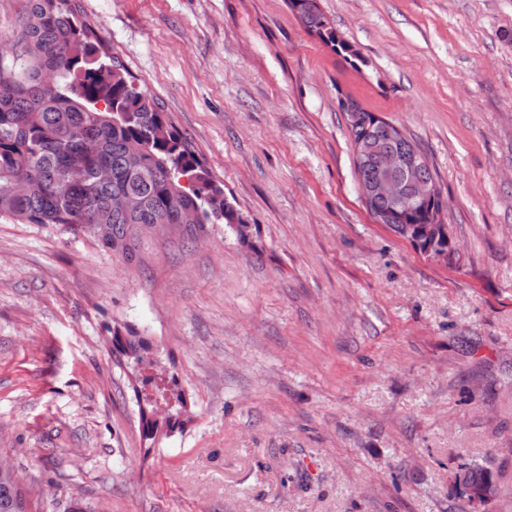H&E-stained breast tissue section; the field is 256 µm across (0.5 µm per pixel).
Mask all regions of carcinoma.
Listing matches in <instances>:
<instances>
[{
  "label": "carcinoma",
  "mask_w": 512,
  "mask_h": 512,
  "mask_svg": "<svg viewBox=\"0 0 512 512\" xmlns=\"http://www.w3.org/2000/svg\"><path fill=\"white\" fill-rule=\"evenodd\" d=\"M305 28L337 52L348 41L322 13L316 0H288ZM344 111L367 122L349 123L356 178L382 175L380 151L417 152L394 124L349 99ZM25 178L30 190L16 192ZM374 218L407 241L434 239L435 213L406 188L400 202L374 199ZM0 215L21 224L68 226L106 251L132 262L144 231L172 229L193 238L206 224H225L243 235L244 222L202 165L190 142L174 126L150 91L99 40L78 0H27L26 22L10 62L0 59ZM112 345L127 363L149 364L162 375L168 366L147 358L146 342ZM158 397L173 416L185 411L181 391L165 387ZM493 477L482 465L463 469L455 482L479 484ZM0 512H28L10 459L0 455Z\"/></svg>",
  "instance_id": "obj_1"
}]
</instances>
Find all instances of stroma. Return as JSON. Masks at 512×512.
Returning a JSON list of instances; mask_svg holds the SVG:
<instances>
[{
  "label": "stroma",
  "instance_id": "stroma-1",
  "mask_svg": "<svg viewBox=\"0 0 512 512\" xmlns=\"http://www.w3.org/2000/svg\"><path fill=\"white\" fill-rule=\"evenodd\" d=\"M79 0L248 226L127 263L0 217V453L32 512H512V0ZM354 97L434 172L453 261L374 223ZM176 363L193 420L145 439L106 338ZM291 8L296 12L305 28L316 34L325 44L331 45L336 52H351L348 41L340 38L339 31L322 13L316 0H288Z\"/></svg>",
  "mask_w": 512,
  "mask_h": 512
}]
</instances>
